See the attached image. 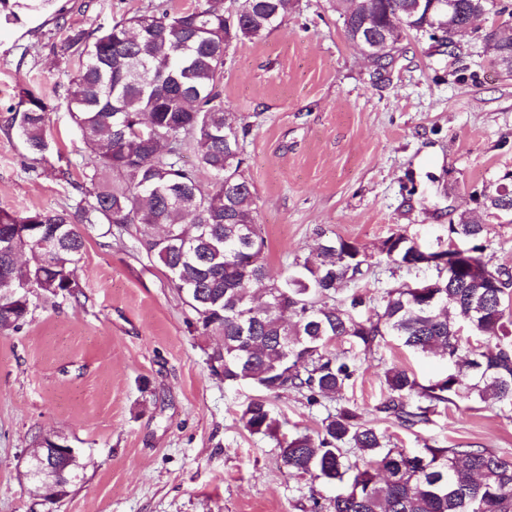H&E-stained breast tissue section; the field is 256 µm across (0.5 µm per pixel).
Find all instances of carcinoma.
<instances>
[{
	"label": "carcinoma",
	"instance_id": "cac0c4a2",
	"mask_svg": "<svg viewBox=\"0 0 512 512\" xmlns=\"http://www.w3.org/2000/svg\"><path fill=\"white\" fill-rule=\"evenodd\" d=\"M433 2L336 0V11L353 42L364 25L381 37L403 19L408 31L446 51L456 48L448 23L465 25L492 0H455L451 17ZM292 8L293 0H241L229 27L223 0H201L173 14L135 15L97 34L68 31L65 47L80 60L68 111L88 148L89 187L61 211L21 216L0 209V331L24 325L34 293L77 297L74 268L85 250L80 225L160 226L162 234L146 235L143 245L193 311L191 331L222 338L207 355L211 371L259 391L240 414L250 433L277 436L270 394L293 388L311 405L342 397L356 368L329 350L334 341L370 352L386 335L446 361L447 372L422 385L407 369L391 367L378 412L407 427L457 399L491 402L512 414V273L483 259L487 228L471 217L448 225V239L467 243L460 252L429 253L402 233L382 242L387 263L417 267L427 255L447 277L420 292L407 284L391 289L373 318H358L364 300L356 293L346 305L327 303L361 279L368 264L364 250L341 238L324 239L295 257L284 280L265 283L266 240L241 145L246 128L224 107L220 84L226 48L277 29ZM481 49L512 77V39L492 28ZM397 51L374 60L378 76L390 72ZM20 105L13 117L18 134L42 155L50 109L30 91ZM186 146L198 165L181 163ZM101 169L124 183L99 184ZM201 170L211 176L205 189ZM483 206L512 216V187L483 195ZM46 241L53 244L48 258ZM279 447L292 472L342 486L326 504L312 498V512H512V459L485 448H390L355 407H336L320 433L296 434ZM350 449L361 463H348Z\"/></svg>",
	"mask_w": 512,
	"mask_h": 512
}]
</instances>
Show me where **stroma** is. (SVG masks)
Listing matches in <instances>:
<instances>
[{
  "label": "stroma",
  "mask_w": 512,
  "mask_h": 512,
  "mask_svg": "<svg viewBox=\"0 0 512 512\" xmlns=\"http://www.w3.org/2000/svg\"><path fill=\"white\" fill-rule=\"evenodd\" d=\"M196 2L0 4V209L53 212L81 197L88 154L67 109L78 67L64 49L67 28ZM456 42L449 55L408 38L379 80L346 38L334 0H295L277 30L227 48L221 89L248 129L242 147L272 278L321 237L354 242L371 263L355 289L364 315H374L389 289L438 277L387 264L382 241L400 232L424 248L447 247L448 226L462 214L487 227L485 261L512 268V219L482 205L484 192L512 176V77L485 59L477 33ZM25 89L51 109L42 156L11 126ZM144 231L84 225L78 298L34 300L20 331L0 333V512H310L312 496H335V487L290 472L276 439L244 428L240 411L255 388L212 374L207 354L221 339L189 331L192 312L142 246ZM333 350L357 366L344 402L389 447L512 458V417L496 405L460 400L409 429L378 412L388 368L406 367L424 383L444 371L440 359L390 336L367 354L346 342ZM269 402L285 437L317 434L336 408L308 404L295 389ZM47 435L68 440L82 463L53 504L24 476Z\"/></svg>",
  "instance_id": "stroma-1"
}]
</instances>
